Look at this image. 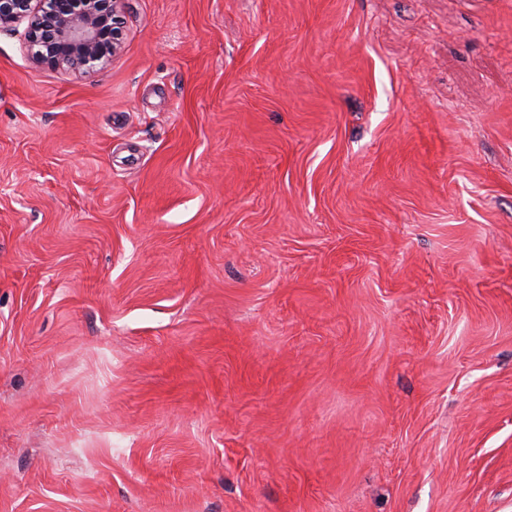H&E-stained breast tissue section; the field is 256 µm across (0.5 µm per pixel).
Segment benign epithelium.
<instances>
[{
  "mask_svg": "<svg viewBox=\"0 0 512 512\" xmlns=\"http://www.w3.org/2000/svg\"><path fill=\"white\" fill-rule=\"evenodd\" d=\"M121 5L122 0H0V32L20 35L38 63L90 69L121 47ZM22 21L27 27L21 33Z\"/></svg>",
  "mask_w": 512,
  "mask_h": 512,
  "instance_id": "benign-epithelium-1",
  "label": "benign epithelium"
}]
</instances>
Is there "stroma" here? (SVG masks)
Returning a JSON list of instances; mask_svg holds the SVG:
<instances>
[{"mask_svg":"<svg viewBox=\"0 0 512 512\" xmlns=\"http://www.w3.org/2000/svg\"><path fill=\"white\" fill-rule=\"evenodd\" d=\"M0 33V512H512V0H123ZM122 0H0V32L20 35L38 63L75 70L103 64L122 43ZM27 21L23 33L17 24Z\"/></svg>","mask_w":512,"mask_h":512,"instance_id":"obj_1","label":"stroma"}]
</instances>
